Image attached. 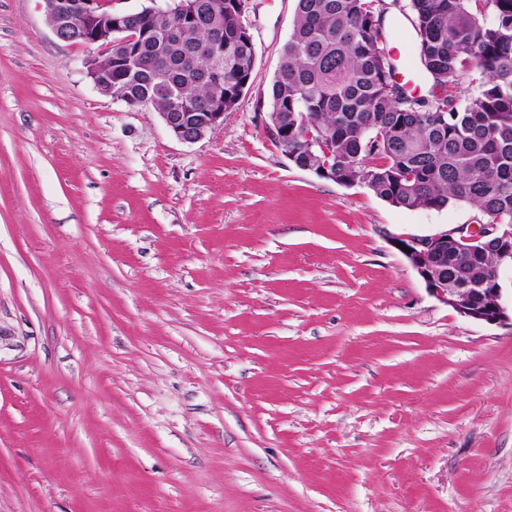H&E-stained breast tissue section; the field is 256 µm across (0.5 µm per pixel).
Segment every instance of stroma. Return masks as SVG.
Instances as JSON below:
<instances>
[{
    "label": "stroma",
    "mask_w": 512,
    "mask_h": 512,
    "mask_svg": "<svg viewBox=\"0 0 512 512\" xmlns=\"http://www.w3.org/2000/svg\"><path fill=\"white\" fill-rule=\"evenodd\" d=\"M294 20L253 0L249 85L188 144L0 0V512H512V326L391 244L484 217L288 160L259 101Z\"/></svg>",
    "instance_id": "stroma-1"
}]
</instances>
